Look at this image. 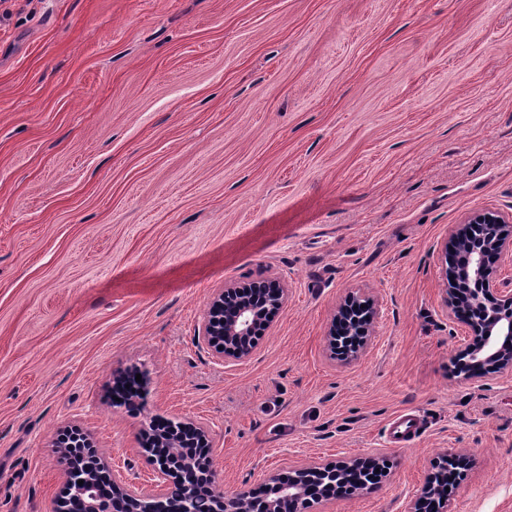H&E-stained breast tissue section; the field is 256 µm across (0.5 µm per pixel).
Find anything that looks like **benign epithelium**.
<instances>
[{
	"mask_svg": "<svg viewBox=\"0 0 512 512\" xmlns=\"http://www.w3.org/2000/svg\"><path fill=\"white\" fill-rule=\"evenodd\" d=\"M484 228L476 246L459 252V265L447 273V302L454 317L467 328L468 346L458 360L459 372L468 379H488L512 370V278H499L496 267L512 262V214L478 212L450 230L449 244L456 249L470 226ZM286 289L277 278L254 283L247 289L226 286L211 300L202 326L203 338L221 357L249 358L259 339L274 326L283 308ZM379 315L373 299L347 296L336 310L327 336L331 355L346 363L359 359L367 346L370 326ZM156 448L149 456L155 478L167 483L179 465L187 479L182 512H191L190 503L201 493L213 496L222 512H253L256 488L244 487L226 496L215 485L207 458H200L180 447L163 433L155 437ZM453 470L441 461L430 464L423 482L407 504L405 512H448V479L462 481L473 467V459L462 452L452 454ZM363 468L356 459L310 462L288 468V472L270 473L262 487L263 512H312L314 505L342 496L338 476ZM112 486V504L97 492L96 480L83 474L80 467L69 469L66 486L58 501V512H68V503L80 498L85 512H144L143 501L149 495L131 487L110 470L105 475ZM83 484H78V481Z\"/></svg>",
	"mask_w": 512,
	"mask_h": 512,
	"instance_id": "obj_1",
	"label": "benign epithelium"
}]
</instances>
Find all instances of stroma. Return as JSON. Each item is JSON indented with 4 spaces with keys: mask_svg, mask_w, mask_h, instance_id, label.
Returning <instances> with one entry per match:
<instances>
[{
    "mask_svg": "<svg viewBox=\"0 0 512 512\" xmlns=\"http://www.w3.org/2000/svg\"><path fill=\"white\" fill-rule=\"evenodd\" d=\"M0 512H55L80 426L156 493L144 423L194 420L218 486L384 462L322 512H404L469 454L452 512H512V371L455 370L445 244L512 214V0H0ZM288 301L245 360L214 293ZM352 293L363 355L326 336ZM140 375L139 397L115 381ZM417 415L412 440L391 420ZM364 305V308H361ZM379 315L378 306L373 299L357 295L347 296L336 310L332 328L327 336V345L331 355L342 362L350 363L359 359L367 346L370 326ZM353 323L349 335L358 331L356 338L345 336L342 326Z\"/></svg>",
    "mask_w": 512,
    "mask_h": 512,
    "instance_id": "1",
    "label": "stroma"
}]
</instances>
